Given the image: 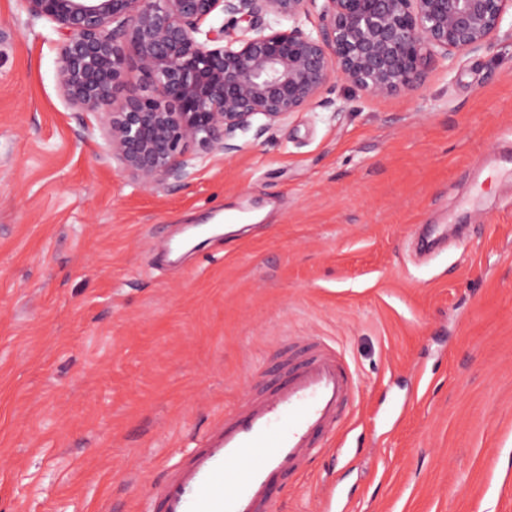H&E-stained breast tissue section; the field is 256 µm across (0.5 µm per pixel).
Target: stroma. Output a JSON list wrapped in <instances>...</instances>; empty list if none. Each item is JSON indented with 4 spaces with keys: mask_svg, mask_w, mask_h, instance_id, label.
I'll list each match as a JSON object with an SVG mask.
<instances>
[{
    "mask_svg": "<svg viewBox=\"0 0 512 512\" xmlns=\"http://www.w3.org/2000/svg\"><path fill=\"white\" fill-rule=\"evenodd\" d=\"M0 0V512H153L284 338L360 392L279 512H512V19L415 91L342 81L189 179L139 187Z\"/></svg>",
    "mask_w": 512,
    "mask_h": 512,
    "instance_id": "35a3bbf8",
    "label": "stroma"
}]
</instances>
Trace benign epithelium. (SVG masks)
Wrapping results in <instances>:
<instances>
[{
    "label": "benign epithelium",
    "instance_id": "benign-epithelium-1",
    "mask_svg": "<svg viewBox=\"0 0 512 512\" xmlns=\"http://www.w3.org/2000/svg\"><path fill=\"white\" fill-rule=\"evenodd\" d=\"M321 2L318 23L305 27ZM59 34L58 83L100 118L107 149L143 188L180 183L187 147L236 141L309 109L333 78L372 97L420 87L437 55L486 49L512 0H21ZM224 22L203 28L217 9ZM288 26H282V22ZM146 84L115 103L127 53Z\"/></svg>",
    "mask_w": 512,
    "mask_h": 512
}]
</instances>
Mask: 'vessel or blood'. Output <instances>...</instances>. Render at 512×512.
Returning a JSON list of instances; mask_svg holds the SVG:
<instances>
[{
    "label": "vessel or blood",
    "instance_id": "b4317fda",
    "mask_svg": "<svg viewBox=\"0 0 512 512\" xmlns=\"http://www.w3.org/2000/svg\"><path fill=\"white\" fill-rule=\"evenodd\" d=\"M357 389L335 344L307 339L167 472L157 512H277L287 479L345 429Z\"/></svg>",
    "mask_w": 512,
    "mask_h": 512
}]
</instances>
